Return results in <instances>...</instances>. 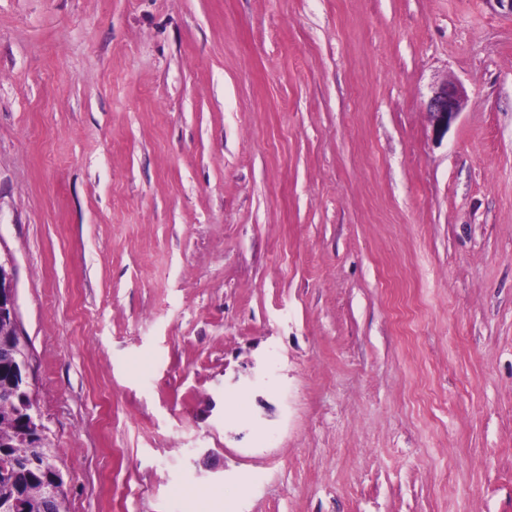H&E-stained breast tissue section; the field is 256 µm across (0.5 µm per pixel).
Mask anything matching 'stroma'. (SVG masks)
<instances>
[{
	"label": "stroma",
	"mask_w": 512,
	"mask_h": 512,
	"mask_svg": "<svg viewBox=\"0 0 512 512\" xmlns=\"http://www.w3.org/2000/svg\"><path fill=\"white\" fill-rule=\"evenodd\" d=\"M0 252L68 512H512L493 0H0ZM465 103V95L461 87L447 83L441 87L429 101L428 114L438 129H448Z\"/></svg>",
	"instance_id": "1"
}]
</instances>
